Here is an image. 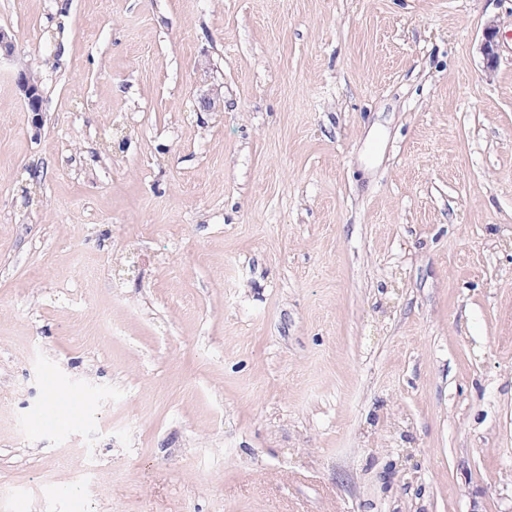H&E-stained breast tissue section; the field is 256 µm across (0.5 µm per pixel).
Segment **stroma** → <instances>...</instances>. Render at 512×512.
Masks as SVG:
<instances>
[{"instance_id": "stroma-1", "label": "stroma", "mask_w": 512, "mask_h": 512, "mask_svg": "<svg viewBox=\"0 0 512 512\" xmlns=\"http://www.w3.org/2000/svg\"><path fill=\"white\" fill-rule=\"evenodd\" d=\"M0 28V512H512V0ZM29 70H21L16 76V85L22 93L29 112L33 114V123L39 125L42 119L44 98L38 81Z\"/></svg>"}]
</instances>
